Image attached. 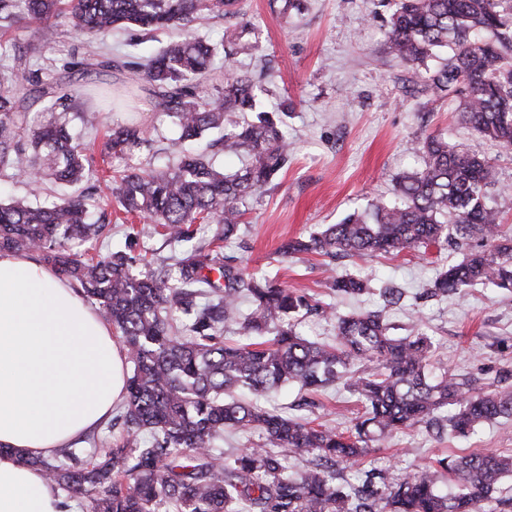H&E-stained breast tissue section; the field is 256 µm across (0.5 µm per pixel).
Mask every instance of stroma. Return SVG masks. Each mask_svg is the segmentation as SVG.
I'll list each match as a JSON object with an SVG mask.
<instances>
[{"label":"stroma","instance_id":"35a3bbf8","mask_svg":"<svg viewBox=\"0 0 512 512\" xmlns=\"http://www.w3.org/2000/svg\"><path fill=\"white\" fill-rule=\"evenodd\" d=\"M301 12L281 14L279 0H243L245 21L257 37L256 49L239 55L252 71L268 68L272 83L263 100L269 110L287 105L282 129L293 144L285 168L253 203L238 237L225 242L228 256L245 257L249 269L293 290L315 296L341 313L374 309L377 297L336 296L331 277L352 274L394 279L409 292L401 305L387 309L388 322L401 329L416 323L434 342V362L461 378L498 390H512V291L485 285L442 299L422 300L442 266L460 259L447 247L407 249L396 256L365 262L357 258L332 260L314 254L281 258L278 249L291 238L309 236L325 224L339 223L363 209L373 196L389 193L395 180L422 164L413 143L438 135L452 144L485 155L495 165L506 192L497 197L505 227L512 228V151H505L461 125L454 103L412 92L407 66L386 50V22L393 0H304ZM54 43L45 44L43 25L28 19L11 27L0 25V36L16 41L30 53L34 67L61 73L64 63L95 52L101 59L127 54L148 55L169 39L156 33L138 46L131 35L118 32L102 44L73 35L65 20L57 22ZM95 84L111 89L115 108L104 113V127L137 126L151 131L141 165L160 168L181 148L176 129L154 112L143 97L124 96L122 84L105 70ZM315 408L305 418L329 425L349 426L365 408L357 395L335 386L314 393ZM490 450L512 455V420L480 425L466 437L436 441L423 427L402 430L372 449L353 467L346 480L374 469L395 481L426 470L444 456Z\"/></svg>","mask_w":512,"mask_h":512}]
</instances>
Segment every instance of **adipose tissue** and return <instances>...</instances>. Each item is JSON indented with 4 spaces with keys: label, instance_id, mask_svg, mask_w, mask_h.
I'll use <instances>...</instances> for the list:
<instances>
[{
    "label": "adipose tissue",
    "instance_id": "1",
    "mask_svg": "<svg viewBox=\"0 0 512 512\" xmlns=\"http://www.w3.org/2000/svg\"><path fill=\"white\" fill-rule=\"evenodd\" d=\"M125 385L111 324L51 265L0 252V512H58L34 459L107 420Z\"/></svg>",
    "mask_w": 512,
    "mask_h": 512
}]
</instances>
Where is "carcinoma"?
I'll return each mask as SVG.
<instances>
[{"label": "carcinoma", "mask_w": 512, "mask_h": 512, "mask_svg": "<svg viewBox=\"0 0 512 512\" xmlns=\"http://www.w3.org/2000/svg\"><path fill=\"white\" fill-rule=\"evenodd\" d=\"M237 0H0V18L44 25V42L56 35L51 19L103 42L116 29L137 35L171 28L185 31L156 55L140 61L86 58L63 65L89 76L100 68L126 70L134 91L171 119L179 140L224 131V152L242 156L235 172L218 170L204 149H185L174 166L128 167L108 187L116 205L150 226L107 256L75 252L95 241L102 225L88 222L84 194L33 207L0 201V252H34L81 289L112 324L126 351L131 375L119 419L127 428L109 446L65 448L38 460L70 500L85 497L89 512H481L512 496H496L512 457L493 452L448 456L438 467L390 483L368 471L356 483L339 481L344 469L393 433L422 424L441 438L466 437L489 421L512 418V391H477L430 360L431 339L414 326L393 336L381 310L339 314L321 300L258 278L242 263L224 260L223 242L238 235L250 205L288 165L291 148L280 124L261 110L248 72L234 63L248 24L224 33L220 43L189 24L221 21L239 13ZM389 53L424 69L425 88L457 103L459 119L481 137L512 151V0H398L387 22ZM223 66L215 68L216 60ZM89 83L62 88L44 81L15 42L0 40V175H39L74 185L92 178L84 136L70 127L98 130L96 111L76 102ZM50 103V118L30 125L33 94ZM133 126L112 130L103 143L110 158L126 159L149 145ZM423 165L398 177L393 198H375L363 212L327 224L306 238L290 239L279 254L374 258L407 249L448 244L462 259L439 270L432 297L458 294L474 284L512 290V230L504 229L494 195L496 167L485 157L437 135L413 146ZM193 224H213L211 241L154 267L135 252L139 240L161 227L169 239H192ZM218 274L212 279L210 273ZM338 295L376 294L392 304L400 288L369 278L333 277ZM251 302L247 315L241 302ZM335 321L334 341L303 337L299 314ZM262 338L243 343L224 336ZM371 362L365 372L359 365ZM313 393L342 384L358 395L365 414L339 429L269 411L257 401L232 397L238 389L265 395L284 384ZM259 430L269 447L231 456L214 447L224 431ZM452 487L441 492L437 474Z\"/></svg>", "instance_id": "obj_1"}]
</instances>
